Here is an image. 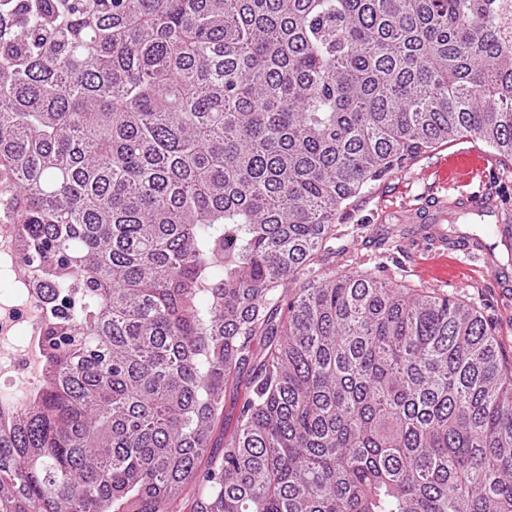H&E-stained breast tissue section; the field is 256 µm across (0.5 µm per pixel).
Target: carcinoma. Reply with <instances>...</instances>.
I'll return each mask as SVG.
<instances>
[{
	"label": "carcinoma",
	"instance_id": "1",
	"mask_svg": "<svg viewBox=\"0 0 512 512\" xmlns=\"http://www.w3.org/2000/svg\"><path fill=\"white\" fill-rule=\"evenodd\" d=\"M462 138L512 162V0H0L44 311L0 512H512L495 324L329 263L347 201Z\"/></svg>",
	"mask_w": 512,
	"mask_h": 512
}]
</instances>
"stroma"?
<instances>
[{"mask_svg": "<svg viewBox=\"0 0 512 512\" xmlns=\"http://www.w3.org/2000/svg\"><path fill=\"white\" fill-rule=\"evenodd\" d=\"M487 150L483 142L460 139L429 149L401 171L373 183L364 194L351 199L338 222L335 246L378 267L382 278L470 302L496 322L502 346L512 356V303H502L498 296L499 279L512 277V252L501 246L493 225L463 219L455 226L458 235L477 233L494 244L498 264L492 268L454 247L449 248L447 257H439L438 247L431 241L400 234V217L436 196L449 201L463 193L488 191L512 204V168L498 166L496 175L486 179L445 171L446 162L456 155ZM364 224L373 226L374 234L361 233Z\"/></svg>", "mask_w": 512, "mask_h": 512, "instance_id": "35a3bbf8", "label": "stroma"}]
</instances>
